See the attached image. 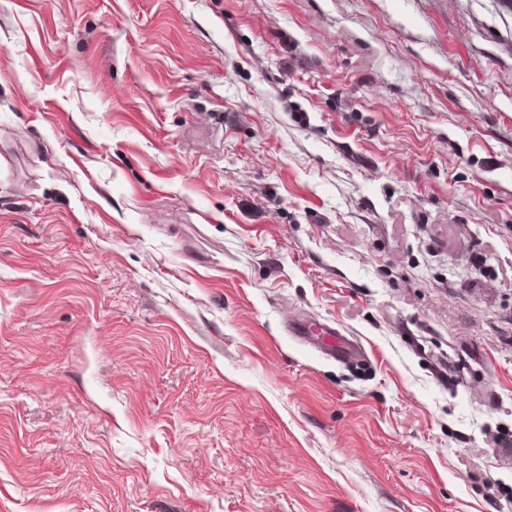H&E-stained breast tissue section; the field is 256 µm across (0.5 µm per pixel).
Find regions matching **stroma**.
I'll return each mask as SVG.
<instances>
[{
    "instance_id": "35a3bbf8",
    "label": "stroma",
    "mask_w": 512,
    "mask_h": 512,
    "mask_svg": "<svg viewBox=\"0 0 512 512\" xmlns=\"http://www.w3.org/2000/svg\"><path fill=\"white\" fill-rule=\"evenodd\" d=\"M0 512H512V0H0Z\"/></svg>"
}]
</instances>
